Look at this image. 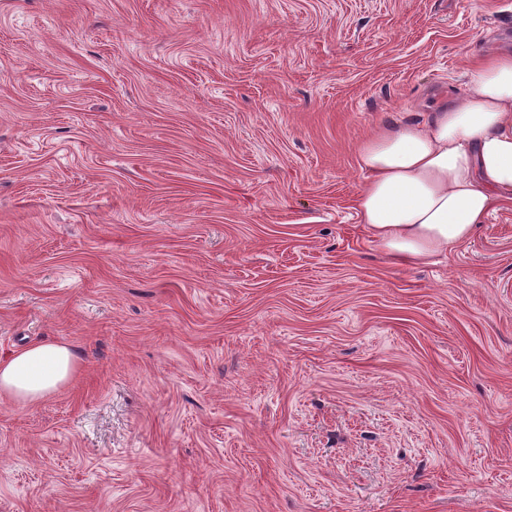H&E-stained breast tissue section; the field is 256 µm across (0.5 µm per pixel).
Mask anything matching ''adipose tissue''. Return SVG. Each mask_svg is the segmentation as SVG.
Listing matches in <instances>:
<instances>
[{"mask_svg":"<svg viewBox=\"0 0 512 512\" xmlns=\"http://www.w3.org/2000/svg\"><path fill=\"white\" fill-rule=\"evenodd\" d=\"M469 73L470 92L424 119L382 123L355 151L359 222L396 262L436 263L512 206V52L476 58ZM79 369L68 343H31L0 357V398L37 403Z\"/></svg>","mask_w":512,"mask_h":512,"instance_id":"1","label":"adipose tissue"}]
</instances>
